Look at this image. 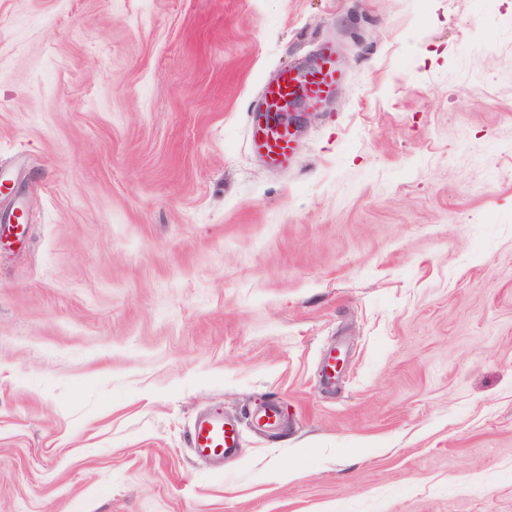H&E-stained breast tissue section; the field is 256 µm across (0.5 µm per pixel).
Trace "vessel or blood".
Returning a JSON list of instances; mask_svg holds the SVG:
<instances>
[{"label":"vessel or blood","mask_w":512,"mask_h":512,"mask_svg":"<svg viewBox=\"0 0 512 512\" xmlns=\"http://www.w3.org/2000/svg\"><path fill=\"white\" fill-rule=\"evenodd\" d=\"M348 78L336 59L333 47H324L315 67L306 71L283 70L262 89L261 103L267 109L288 111L294 101L305 99L309 106L323 105ZM296 137L286 121L277 120L265 130L255 146L270 163L288 164L294 154ZM239 441V429L223 414L211 412L195 420L190 445L193 452L212 461L232 455Z\"/></svg>","instance_id":"obj_1"}]
</instances>
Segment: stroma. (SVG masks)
Here are the masks:
<instances>
[{
	"label": "stroma",
	"instance_id": "35a3bbf8",
	"mask_svg": "<svg viewBox=\"0 0 512 512\" xmlns=\"http://www.w3.org/2000/svg\"><path fill=\"white\" fill-rule=\"evenodd\" d=\"M0 177V512H512V0H0ZM348 78L336 59L335 49L326 46L319 62L306 71L282 70L263 86L261 103L267 112H288L294 101L303 98L309 106L321 107ZM296 137L283 120H273V125L265 130L255 146L259 153L270 163L285 165L291 161ZM239 441V428L228 423L224 414L210 412L195 420L190 445L200 457L220 462L224 456H231Z\"/></svg>",
	"mask_w": 512,
	"mask_h": 512
}]
</instances>
